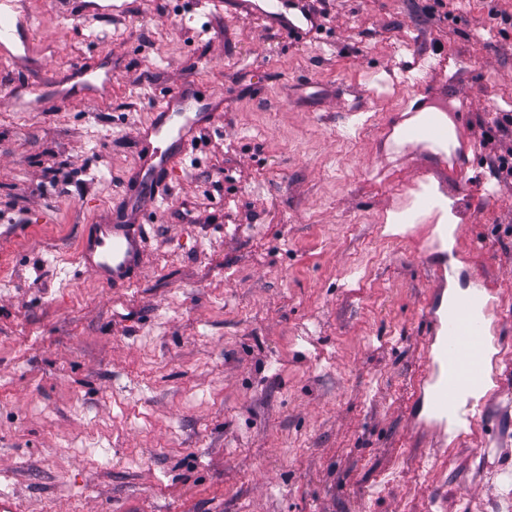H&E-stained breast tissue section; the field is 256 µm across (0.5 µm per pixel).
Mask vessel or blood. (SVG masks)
I'll use <instances>...</instances> for the list:
<instances>
[{
	"instance_id": "vessel-or-blood-1",
	"label": "vessel or blood",
	"mask_w": 512,
	"mask_h": 512,
	"mask_svg": "<svg viewBox=\"0 0 512 512\" xmlns=\"http://www.w3.org/2000/svg\"><path fill=\"white\" fill-rule=\"evenodd\" d=\"M13 3L14 0H0V57L5 59L13 58L20 30L30 25L29 17L13 16ZM267 4L262 11L257 10L254 0H235L234 6L248 16L262 14L293 41L317 31L318 24L307 13L302 0H292L294 11L290 14L282 12L279 0H267ZM158 111L159 119L136 130L138 165L127 201L113 208L111 219L88 225L78 244L80 267L108 287H126L143 274L146 230L141 215L155 213L170 198L179 153L195 141L197 130L212 127L223 118L211 104L180 92L164 97ZM440 125L439 115L428 113L423 128L407 132V149H428L441 135ZM490 293L485 283H476L452 308L427 317L422 359L434 375L420 378L418 393L427 409L425 428L435 446H446L449 415L458 411L461 396L475 388L483 377L486 321L496 313Z\"/></svg>"
}]
</instances>
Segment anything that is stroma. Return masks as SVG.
I'll return each instance as SVG.
<instances>
[{
	"instance_id": "stroma-1",
	"label": "stroma",
	"mask_w": 512,
	"mask_h": 512,
	"mask_svg": "<svg viewBox=\"0 0 512 512\" xmlns=\"http://www.w3.org/2000/svg\"><path fill=\"white\" fill-rule=\"evenodd\" d=\"M230 2L120 0L83 26L66 0H23L29 84L92 66L112 90L19 108L0 58V495L20 512H497L512 181L469 142L512 113V0H309L320 32L298 42ZM187 80L223 91L224 119L149 218L143 276L99 286L78 242L119 202L136 126ZM439 95L455 148L391 149ZM194 208L209 222L178 219ZM440 267L447 293L479 277L500 308L488 417L444 452L410 425Z\"/></svg>"
}]
</instances>
